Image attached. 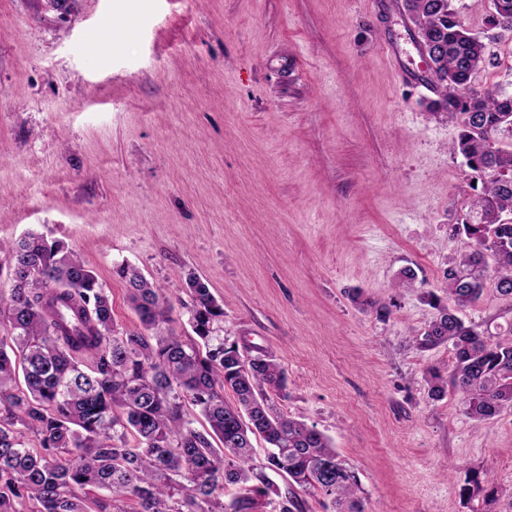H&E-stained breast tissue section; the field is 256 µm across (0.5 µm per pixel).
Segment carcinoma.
<instances>
[{"label": "carcinoma", "instance_id": "carcinoma-1", "mask_svg": "<svg viewBox=\"0 0 512 512\" xmlns=\"http://www.w3.org/2000/svg\"><path fill=\"white\" fill-rule=\"evenodd\" d=\"M493 2L485 25L512 29V0ZM404 3L425 43L439 45L432 71L441 107L462 124L452 152L483 184L472 219L455 227L472 249L445 271L446 291L461 309L480 298L491 276L512 301V224L501 223L512 213V149L499 143L512 136V94L472 85L497 56L465 27L454 0ZM0 253L9 270V287L0 288V512H88L90 502L98 512H126L129 500L136 512H252L257 497L277 493L264 482L274 469L328 497L336 512H364L357 475L330 438L277 411L274 398L286 396L287 377L275 356L216 335L224 309L205 282L187 281L193 335L183 338L170 328L167 289L131 264L116 273L136 329L114 322L102 283L65 241L29 232L0 242ZM428 300L439 314L418 344L452 343L449 378L464 413L482 423L512 408V340L492 342L434 294ZM188 406L207 427L186 419ZM257 436L271 449L260 466ZM226 484L240 489L228 505ZM462 495L485 505L496 500L478 475Z\"/></svg>", "mask_w": 512, "mask_h": 512}]
</instances>
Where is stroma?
<instances>
[{"mask_svg": "<svg viewBox=\"0 0 512 512\" xmlns=\"http://www.w3.org/2000/svg\"><path fill=\"white\" fill-rule=\"evenodd\" d=\"M414 29L402 0H0V242L65 240L124 328L117 264L180 300L184 336L199 277L221 336L273 353L280 412L332 440L365 512H477L474 472L512 512V410L478 424L458 392L432 399L452 346L416 341L481 187L438 91L401 79L428 74ZM488 47L475 85L512 93V34ZM459 315L512 336L493 280Z\"/></svg>", "mask_w": 512, "mask_h": 512, "instance_id": "35a3bbf8", "label": "stroma"}]
</instances>
